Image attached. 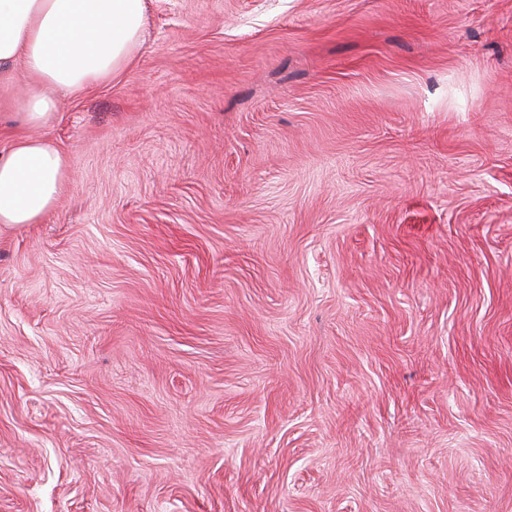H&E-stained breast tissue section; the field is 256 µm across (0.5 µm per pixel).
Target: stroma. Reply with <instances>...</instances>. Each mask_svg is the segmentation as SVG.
Masks as SVG:
<instances>
[{
	"instance_id": "stroma-1",
	"label": "stroma",
	"mask_w": 512,
	"mask_h": 512,
	"mask_svg": "<svg viewBox=\"0 0 512 512\" xmlns=\"http://www.w3.org/2000/svg\"><path fill=\"white\" fill-rule=\"evenodd\" d=\"M0 232V512H512V0H147Z\"/></svg>"
}]
</instances>
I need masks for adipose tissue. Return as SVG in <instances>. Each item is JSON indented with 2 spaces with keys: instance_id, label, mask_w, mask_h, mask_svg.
I'll return each instance as SVG.
<instances>
[{
  "instance_id": "adipose-tissue-1",
  "label": "adipose tissue",
  "mask_w": 512,
  "mask_h": 512,
  "mask_svg": "<svg viewBox=\"0 0 512 512\" xmlns=\"http://www.w3.org/2000/svg\"><path fill=\"white\" fill-rule=\"evenodd\" d=\"M146 0H0V110L14 133L0 148V225L43 222L69 182L66 154L32 136L54 124L59 92L106 82L140 48Z\"/></svg>"
}]
</instances>
